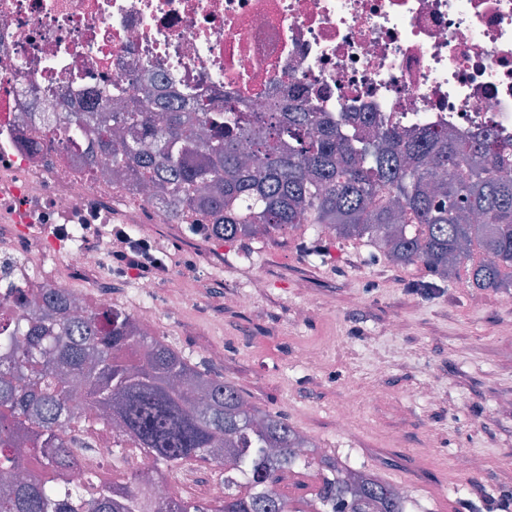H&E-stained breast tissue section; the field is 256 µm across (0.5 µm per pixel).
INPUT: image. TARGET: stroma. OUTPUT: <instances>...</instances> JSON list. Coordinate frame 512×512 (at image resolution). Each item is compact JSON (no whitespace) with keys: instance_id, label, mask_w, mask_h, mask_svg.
Instances as JSON below:
<instances>
[{"instance_id":"stroma-1","label":"stroma","mask_w":512,"mask_h":512,"mask_svg":"<svg viewBox=\"0 0 512 512\" xmlns=\"http://www.w3.org/2000/svg\"><path fill=\"white\" fill-rule=\"evenodd\" d=\"M159 244L182 287L166 292L167 309L138 298L131 280L104 263L95 280L70 279L82 295L111 292L150 335L196 361H210L248 400L282 415L339 463L378 479L398 472L413 488V512H468L488 496L512 497V299L492 289L449 283L431 297L414 290L424 267L389 264L364 242L328 240L323 260L302 246L298 227L264 242L215 246L183 235L176 224H139ZM267 282L251 307L226 298L254 277ZM197 297L179 305L181 291ZM402 321L399 335L383 330ZM335 337L319 368L302 365V346ZM383 382L389 401L362 404L353 429L336 431V409L369 384ZM436 398L422 397L425 386ZM482 459L461 472L456 463Z\"/></svg>"}]
</instances>
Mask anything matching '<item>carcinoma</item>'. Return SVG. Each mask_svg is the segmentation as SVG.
Wrapping results in <instances>:
<instances>
[{
    "instance_id": "obj_1",
    "label": "carcinoma",
    "mask_w": 512,
    "mask_h": 512,
    "mask_svg": "<svg viewBox=\"0 0 512 512\" xmlns=\"http://www.w3.org/2000/svg\"><path fill=\"white\" fill-rule=\"evenodd\" d=\"M120 109L67 112L62 121L91 141L109 172L152 190L168 220L195 216L218 241L269 240L303 224L314 236L377 246L392 263L420 264L433 279L423 295L466 269L471 288L512 291V145L487 134L452 143L431 129L405 141L390 128L378 143L314 123L298 101L271 117L272 141L251 158L247 127L223 112ZM478 213L474 224L469 214ZM71 288L22 291L0 314V512H207L160 499L136 475L125 484L67 488V403L81 389L94 418L116 425L168 467L224 449V495L215 512H295L281 485L318 463L320 512H409L397 488L359 468L298 449L303 439L263 412L211 368L142 331L116 306L75 311ZM42 302L46 315L21 318ZM41 461L47 476L29 470Z\"/></svg>"
}]
</instances>
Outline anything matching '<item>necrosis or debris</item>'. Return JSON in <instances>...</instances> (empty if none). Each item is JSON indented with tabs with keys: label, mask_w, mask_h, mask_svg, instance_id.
Masks as SVG:
<instances>
[{
	"label": "necrosis or debris",
	"mask_w": 512,
	"mask_h": 512,
	"mask_svg": "<svg viewBox=\"0 0 512 512\" xmlns=\"http://www.w3.org/2000/svg\"><path fill=\"white\" fill-rule=\"evenodd\" d=\"M158 98L267 118L299 101L319 124L369 141L394 127L453 141L512 144V0H0V209L19 224H101L112 183L83 161L60 118ZM46 136L44 157L22 142ZM67 287L45 266L0 261V301L17 289ZM72 483L151 459L72 402Z\"/></svg>",
	"instance_id": "necrosis-or-debris-1"
}]
</instances>
